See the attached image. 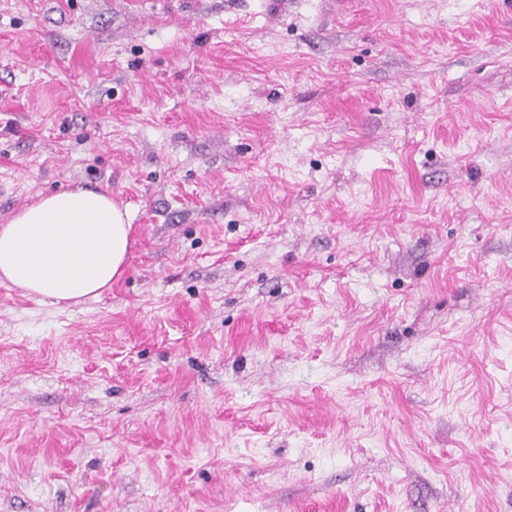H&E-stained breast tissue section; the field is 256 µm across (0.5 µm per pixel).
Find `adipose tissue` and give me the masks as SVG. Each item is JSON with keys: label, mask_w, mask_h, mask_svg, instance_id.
<instances>
[{"label": "adipose tissue", "mask_w": 512, "mask_h": 512, "mask_svg": "<svg viewBox=\"0 0 512 512\" xmlns=\"http://www.w3.org/2000/svg\"><path fill=\"white\" fill-rule=\"evenodd\" d=\"M127 214L102 190L39 198L0 226V280L52 303L99 297L125 269Z\"/></svg>", "instance_id": "1"}]
</instances>
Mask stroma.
Wrapping results in <instances>:
<instances>
[{
    "mask_svg": "<svg viewBox=\"0 0 512 512\" xmlns=\"http://www.w3.org/2000/svg\"><path fill=\"white\" fill-rule=\"evenodd\" d=\"M0 182L133 226L0 281V512H512V0H0ZM131 228L106 191L40 197L0 226V278L55 304L97 298L125 269Z\"/></svg>",
    "mask_w": 512,
    "mask_h": 512,
    "instance_id": "1",
    "label": "stroma"
}]
</instances>
